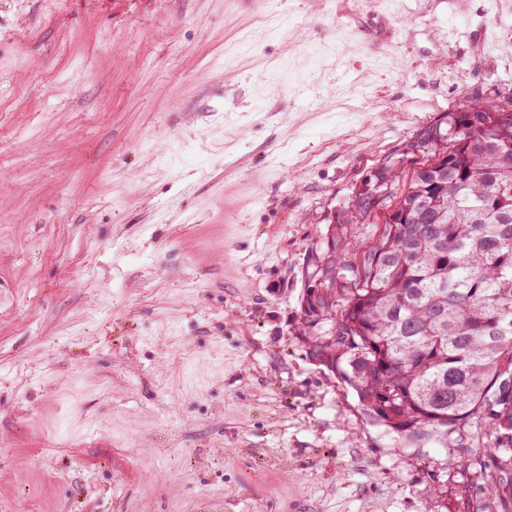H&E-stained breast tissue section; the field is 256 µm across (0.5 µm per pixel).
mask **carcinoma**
I'll list each match as a JSON object with an SVG mask.
<instances>
[{
	"label": "carcinoma",
	"mask_w": 512,
	"mask_h": 512,
	"mask_svg": "<svg viewBox=\"0 0 512 512\" xmlns=\"http://www.w3.org/2000/svg\"><path fill=\"white\" fill-rule=\"evenodd\" d=\"M429 157L400 191L382 167L356 197L384 211L367 249L342 232L314 273L326 314L304 335L365 414L411 441L456 444L459 462L512 512V112L473 100L417 136Z\"/></svg>",
	"instance_id": "cac0c4a2"
}]
</instances>
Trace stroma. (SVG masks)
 <instances>
[{
  "label": "stroma",
  "mask_w": 512,
  "mask_h": 512,
  "mask_svg": "<svg viewBox=\"0 0 512 512\" xmlns=\"http://www.w3.org/2000/svg\"><path fill=\"white\" fill-rule=\"evenodd\" d=\"M511 96L512 0H0V512H483L300 331L382 164Z\"/></svg>",
  "instance_id": "obj_1"
}]
</instances>
